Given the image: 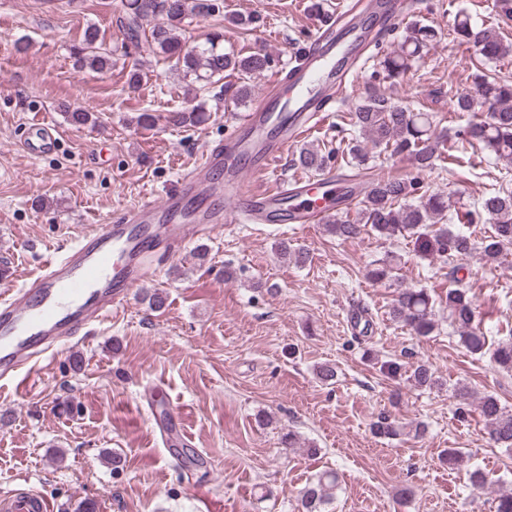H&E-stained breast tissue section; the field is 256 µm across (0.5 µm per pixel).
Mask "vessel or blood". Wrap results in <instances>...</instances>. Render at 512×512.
I'll return each instance as SVG.
<instances>
[{
    "label": "vessel or blood",
    "mask_w": 512,
    "mask_h": 512,
    "mask_svg": "<svg viewBox=\"0 0 512 512\" xmlns=\"http://www.w3.org/2000/svg\"><path fill=\"white\" fill-rule=\"evenodd\" d=\"M367 8L381 12L387 28L400 23L402 0H369ZM339 23L338 16L328 14L312 36V48L292 66L289 81L270 87L246 119L228 127L223 147L205 151L185 182L197 204L176 192L160 201L145 198L72 247L57 249L12 297L0 299V378L25 377L32 362L110 317L149 277L147 256L163 244L184 242L201 225L324 224L333 218L331 204L315 196L317 183L280 178L257 190L250 179L269 175L274 158L327 120L324 102L348 93L349 81L333 79L331 38ZM57 144L58 129L50 121L28 123L22 142L28 155L47 156ZM50 509L34 491L0 498V512Z\"/></svg>",
    "instance_id": "b4317fda"
}]
</instances>
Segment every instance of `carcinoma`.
Masks as SVG:
<instances>
[{"label":"carcinoma","mask_w":512,"mask_h":512,"mask_svg":"<svg viewBox=\"0 0 512 512\" xmlns=\"http://www.w3.org/2000/svg\"><path fill=\"white\" fill-rule=\"evenodd\" d=\"M121 10V26L133 43L145 42L183 66L184 76H192L197 82L210 83L226 72L250 79L270 67L271 60L265 54L243 56L224 51L221 32H213L204 43L193 46L182 38L187 21L221 15L224 0H122ZM147 19L153 22L148 32L143 29V21ZM438 37L435 28L419 22L407 28L398 47L379 61L384 78L394 82L403 77ZM453 40L475 47L482 63L498 62L512 54V42L505 41L500 28L477 25L464 12L455 22ZM72 55L76 65L92 71H102L111 65L110 55L94 27L85 29L81 42L72 47ZM478 107L486 116L468 123L457 135L495 160L512 165V81L483 72L474 75V93L458 95L452 101V111L473 112ZM201 119L202 110L197 105L167 116L168 123L176 127L196 124ZM352 126L359 137L352 140L346 162L363 170L369 160L361 144L363 139L375 148H389L407 157L418 173L432 170L447 141V133L438 131L430 113L394 103L380 91L369 94L355 108ZM328 164L329 156L313 144L301 146L294 158V165L314 175L322 174ZM452 207L451 194L426 189L414 177L377 179L371 182L360 200V218L352 222L336 217L327 224V231L347 240L359 237L369 228L387 239L411 238L423 248L432 246L450 259L462 260L474 249L471 236L449 227L432 229L434 224L447 223ZM483 217L490 221L492 230L483 241L482 260L494 267L501 262L504 249L512 246V191L487 192L478 201L475 211L456 215L462 224H472ZM275 249L297 265L305 264L308 259L303 249L294 248L286 241L277 242ZM446 303L448 320L461 344L472 355L484 354L487 336L475 324L472 299L465 290L450 288ZM390 315L417 336L428 337L439 328L435 299L426 288L402 290L391 306ZM492 359L512 371V341L499 344ZM409 380L418 388L439 385V377L425 364L417 365ZM480 412L490 439L499 447L512 450V411L503 407L496 397L487 395L480 401ZM374 430L380 436L393 437L404 434L406 427L383 417L375 423ZM339 484V475L334 471L315 475L300 491L299 512H328L333 490Z\"/></svg>","instance_id":"obj_1"}]
</instances>
